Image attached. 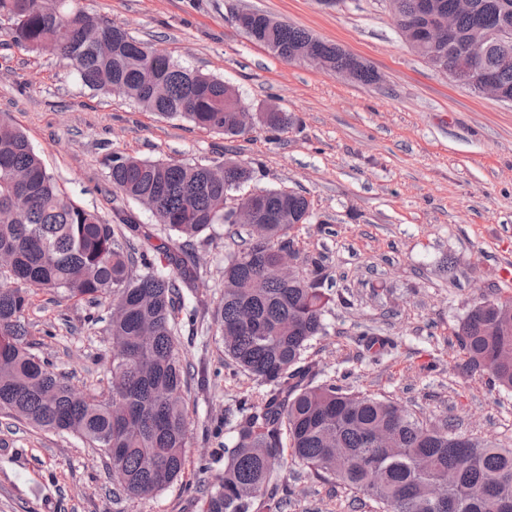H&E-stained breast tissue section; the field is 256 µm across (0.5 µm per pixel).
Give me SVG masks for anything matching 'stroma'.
<instances>
[{
    "mask_svg": "<svg viewBox=\"0 0 512 512\" xmlns=\"http://www.w3.org/2000/svg\"><path fill=\"white\" fill-rule=\"evenodd\" d=\"M181 66L217 76L253 112L276 106L291 123L226 137L85 88L53 56L13 46L0 19V117L19 127L69 195L105 223L139 224L151 249L167 231L141 205L113 199L112 154L252 166L259 186L303 192L311 223L295 225L300 273L311 261L331 302L327 333L306 353L316 383L397 403L420 421L512 448V393L463 374L455 330L477 298L512 296V104L454 86L412 51L387 0H80ZM304 28L371 65L364 86L305 62L287 63L237 29L233 9ZM332 226L333 235L321 232ZM228 227L194 239L195 285L183 292L176 335L190 364V444L182 477L150 499L120 492L109 460L81 439L0 411V512H205L233 434L224 422L260 383L224 355L216 308L224 294ZM103 308L38 291L27 321L40 356L77 390L111 381ZM97 316L90 324L89 316ZM394 345L378 357L360 335ZM281 512H374L366 497L291 462Z\"/></svg>",
    "mask_w": 512,
    "mask_h": 512,
    "instance_id": "1",
    "label": "stroma"
}]
</instances>
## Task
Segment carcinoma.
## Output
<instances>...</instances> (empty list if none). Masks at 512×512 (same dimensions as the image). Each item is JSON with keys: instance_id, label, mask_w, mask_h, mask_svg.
I'll return each instance as SVG.
<instances>
[{"instance_id": "obj_1", "label": "carcinoma", "mask_w": 512, "mask_h": 512, "mask_svg": "<svg viewBox=\"0 0 512 512\" xmlns=\"http://www.w3.org/2000/svg\"><path fill=\"white\" fill-rule=\"evenodd\" d=\"M454 17L452 43L425 40L418 6ZM392 0V21L410 48L429 65L472 50L491 28H512V0ZM11 22L14 46L38 51L53 41L57 58L87 88L124 96L145 112L185 119L224 136H236L243 99L224 81L174 63L78 0H0ZM240 30L250 41H268L286 62L316 44L329 71L354 73L362 84L377 73L352 54L253 10ZM481 69L512 100V45L483 46ZM288 115L262 120L271 140L288 127ZM113 193L146 208L169 230L154 257L135 243L139 227L114 229L80 206L47 171L27 137L0 118V410L48 431L84 438L104 451L112 473L130 497H149L180 477L189 442L185 392L189 367L175 340L182 289L194 287L188 246L216 224L230 223L226 203L255 179L254 169L226 160L213 165L148 160L114 154ZM264 235L232 244L224 256V299L216 320L224 354L259 380L265 391L239 401L232 440L224 444V477L207 492L206 512H269L276 493L275 466L282 435L291 457L317 479H334L371 499L379 512H448L430 498V484L446 480L454 512H512V448L492 441H456L446 422L424 428L396 404L351 393L336 381L314 385L304 364L310 342L325 334L330 297L318 271L287 284L274 275L279 246L294 244L292 224L278 222L288 208L301 220L310 202L293 190L254 188ZM79 297L119 309L108 324L112 381L105 396L75 390L53 363L34 352L26 322L32 292ZM463 368L487 375L488 385L512 391V298L473 305L455 333ZM391 435L393 447L372 438Z\"/></svg>"}]
</instances>
